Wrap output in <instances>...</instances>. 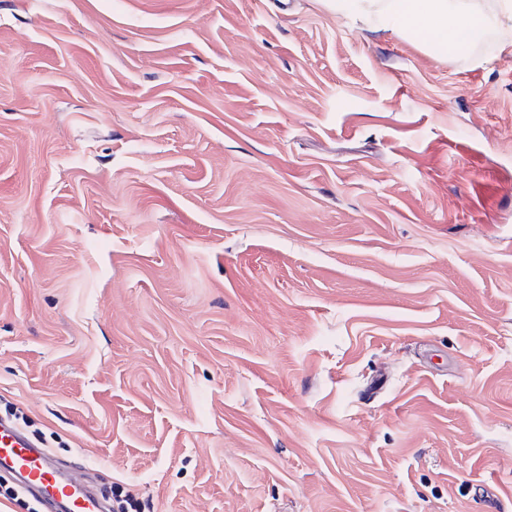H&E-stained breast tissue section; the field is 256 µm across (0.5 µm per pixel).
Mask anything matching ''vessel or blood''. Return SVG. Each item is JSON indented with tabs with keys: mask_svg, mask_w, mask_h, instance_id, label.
I'll list each match as a JSON object with an SVG mask.
<instances>
[{
	"mask_svg": "<svg viewBox=\"0 0 512 512\" xmlns=\"http://www.w3.org/2000/svg\"><path fill=\"white\" fill-rule=\"evenodd\" d=\"M0 473L37 498L46 512H107L84 482L63 476L50 454L10 421L0 422Z\"/></svg>",
	"mask_w": 512,
	"mask_h": 512,
	"instance_id": "b4317fda",
	"label": "vessel or blood"
}]
</instances>
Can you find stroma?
<instances>
[{"mask_svg": "<svg viewBox=\"0 0 512 512\" xmlns=\"http://www.w3.org/2000/svg\"><path fill=\"white\" fill-rule=\"evenodd\" d=\"M0 0V416L148 512H512V25Z\"/></svg>", "mask_w": 512, "mask_h": 512, "instance_id": "obj_1", "label": "stroma"}]
</instances>
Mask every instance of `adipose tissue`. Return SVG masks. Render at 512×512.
<instances>
[{"label": "adipose tissue", "instance_id": "1", "mask_svg": "<svg viewBox=\"0 0 512 512\" xmlns=\"http://www.w3.org/2000/svg\"><path fill=\"white\" fill-rule=\"evenodd\" d=\"M337 16L386 25L394 21L403 35L422 37L426 47L447 56L467 42L485 22L483 11L467 0H320Z\"/></svg>", "mask_w": 512, "mask_h": 512}]
</instances>
